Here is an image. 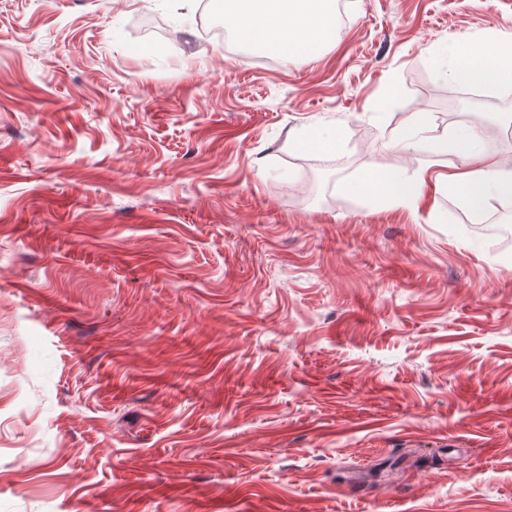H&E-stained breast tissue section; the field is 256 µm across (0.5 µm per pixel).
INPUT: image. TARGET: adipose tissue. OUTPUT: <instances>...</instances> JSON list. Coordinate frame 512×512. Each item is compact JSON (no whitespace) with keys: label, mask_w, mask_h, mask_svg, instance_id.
Segmentation results:
<instances>
[{"label":"adipose tissue","mask_w":512,"mask_h":512,"mask_svg":"<svg viewBox=\"0 0 512 512\" xmlns=\"http://www.w3.org/2000/svg\"><path fill=\"white\" fill-rule=\"evenodd\" d=\"M225 21L246 40L258 43L282 58H316L336 27L335 0H216ZM456 78L472 83H496L512 78V36L491 33L461 50L453 70ZM427 121L419 116L396 136V151L427 152L435 158L453 154L470 160L463 174L444 176L442 183L456 194L473 217H480L489 200H512V165L484 155L474 129L427 140L418 131ZM423 178L397 168L369 169L357 184L360 193L382 195L399 205L414 204Z\"/></svg>","instance_id":"1"}]
</instances>
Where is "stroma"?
I'll list each match as a JSON object with an SVG mask.
<instances>
[{
	"label": "stroma",
	"mask_w": 512,
	"mask_h": 512,
	"mask_svg": "<svg viewBox=\"0 0 512 512\" xmlns=\"http://www.w3.org/2000/svg\"><path fill=\"white\" fill-rule=\"evenodd\" d=\"M345 2L267 67L201 0H0V512H512V238L386 147L471 126L512 0ZM453 75L472 83H497L505 76L512 80L510 34L490 33L468 44L457 54ZM340 142V135L326 134L319 128H313L304 133L298 141V146L305 149L316 150L322 153H332ZM423 182L421 175L409 176L398 168H372L357 183V190L365 195H382L396 204L408 206L420 197Z\"/></svg>",
	"instance_id": "35a3bbf8"
}]
</instances>
